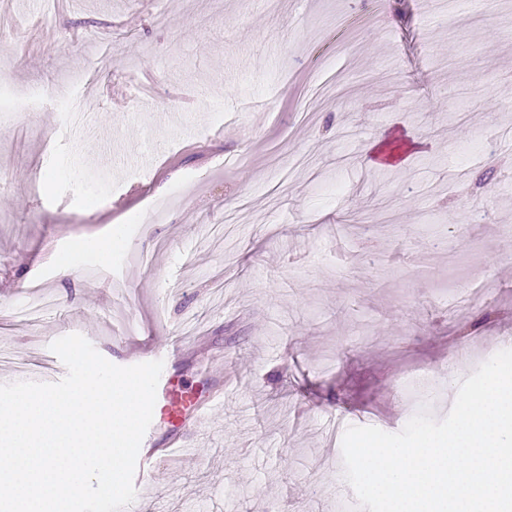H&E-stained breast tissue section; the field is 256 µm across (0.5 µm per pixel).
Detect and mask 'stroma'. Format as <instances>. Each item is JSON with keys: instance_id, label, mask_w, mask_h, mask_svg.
Wrapping results in <instances>:
<instances>
[{"instance_id": "1", "label": "stroma", "mask_w": 512, "mask_h": 512, "mask_svg": "<svg viewBox=\"0 0 512 512\" xmlns=\"http://www.w3.org/2000/svg\"><path fill=\"white\" fill-rule=\"evenodd\" d=\"M1 10L0 383L204 334L167 377L232 385L131 512H360L328 436L512 339V0Z\"/></svg>"}]
</instances>
